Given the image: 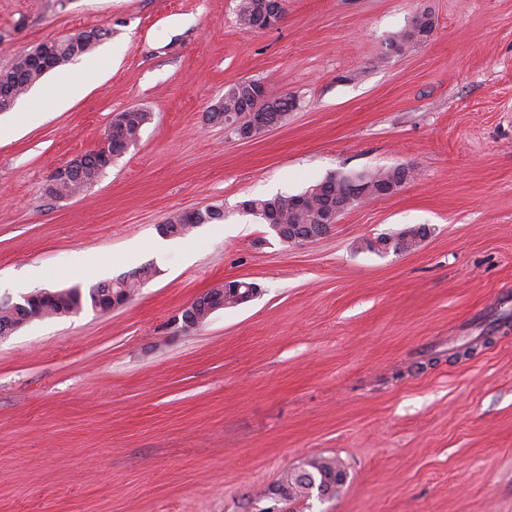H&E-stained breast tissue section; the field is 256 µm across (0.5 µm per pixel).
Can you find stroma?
Returning <instances> with one entry per match:
<instances>
[{"mask_svg":"<svg viewBox=\"0 0 512 512\" xmlns=\"http://www.w3.org/2000/svg\"><path fill=\"white\" fill-rule=\"evenodd\" d=\"M236 4L0 0V70L107 32L0 112V302L158 270L119 309L0 338V512H282L262 490L314 456L346 481L295 512H512V0H287L258 32ZM424 10L431 38L391 53ZM245 79L300 101L249 141L204 119ZM41 93L69 103L34 124ZM132 106L139 139L84 195L47 198ZM400 163L417 179L305 245L241 208ZM212 204L223 222L159 234ZM419 225L416 251L362 246ZM230 279L259 295L184 329ZM91 32L95 35V40L81 39L82 31L77 32L74 35H71L70 37L62 40H53L51 43L54 45H51V48L54 51L55 47L57 46L58 51L57 60L53 69L75 58L92 54L106 33L101 29H92ZM93 34L87 33L86 36L93 38ZM75 35H78L79 40L76 39L70 42L72 39H74ZM57 42H59V44H57ZM70 48H72V50H70Z\"/></svg>","mask_w":512,"mask_h":512,"instance_id":"1","label":"stroma"}]
</instances>
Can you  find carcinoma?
<instances>
[{
  "label": "carcinoma",
  "instance_id": "cac0c4a2",
  "mask_svg": "<svg viewBox=\"0 0 512 512\" xmlns=\"http://www.w3.org/2000/svg\"><path fill=\"white\" fill-rule=\"evenodd\" d=\"M286 0H238L236 5L240 23L252 30L261 31L268 20L275 19L285 12ZM434 24L429 18H424V24L411 22L398 33L390 42V47L408 51L425 42L431 37ZM95 39L71 40L65 38L52 41L57 46L55 66L63 65L75 58L90 55L105 36L101 29H94ZM44 73L31 62L28 53L16 58L11 67L0 70V85L10 87L17 95L26 93ZM247 96L236 83L224 90V97L210 106V111L220 112L224 120L235 124L238 114L244 110ZM277 119L282 121L299 105L298 99L287 94L274 100ZM120 123L112 128V139L123 144L131 145L139 139L143 126L149 120V113L140 107H131L120 113ZM105 170L104 165L93 157L86 160L81 175L77 177L60 176L55 183L43 188L44 194L57 199H68L77 196L98 182ZM394 175L391 168L371 172H337L328 175L322 181L305 191L294 194H280L266 199H249L243 202L245 212L261 219L266 224H314L319 213L336 203V198L319 194L318 188L329 182L335 185V191L340 192L352 183L362 188L372 187L376 183ZM224 220V209L219 205H208L189 214L177 211L170 214L161 225L162 235L169 237H184L200 224L217 223ZM158 270L150 267L130 273V278L103 282L95 287L83 289L73 286L54 291L49 300L53 316L67 317L78 314L89 306L96 310L108 300L109 290L126 289L131 293L139 291L143 282ZM336 480V460L314 458L309 460L299 470L287 471L276 482L281 489L280 500L286 506L310 500V495L317 488L326 487Z\"/></svg>",
  "mask_w": 512,
  "mask_h": 512
}]
</instances>
